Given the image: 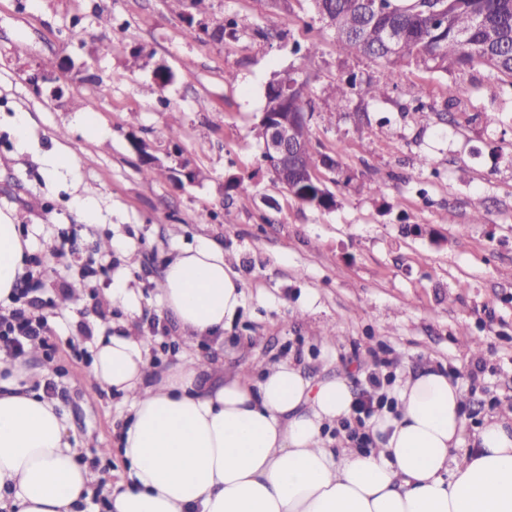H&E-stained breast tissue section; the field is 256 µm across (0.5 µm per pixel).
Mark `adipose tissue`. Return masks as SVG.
Listing matches in <instances>:
<instances>
[{
  "label": "adipose tissue",
  "instance_id": "obj_1",
  "mask_svg": "<svg viewBox=\"0 0 512 512\" xmlns=\"http://www.w3.org/2000/svg\"><path fill=\"white\" fill-rule=\"evenodd\" d=\"M30 240L0 214V302L26 273ZM243 301L224 252L202 241L166 264L161 304L187 346L223 332ZM186 358L158 372L145 337H97L90 377L130 398L117 445L126 474L107 512H512V413L461 449L463 390L438 367L399 381L366 422L368 445L334 444L351 419L346 379L290 362L207 381ZM15 364L0 377V512H81L93 475L65 416Z\"/></svg>",
  "mask_w": 512,
  "mask_h": 512
}]
</instances>
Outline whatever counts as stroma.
<instances>
[{
  "label": "stroma",
  "mask_w": 512,
  "mask_h": 512,
  "mask_svg": "<svg viewBox=\"0 0 512 512\" xmlns=\"http://www.w3.org/2000/svg\"><path fill=\"white\" fill-rule=\"evenodd\" d=\"M211 4L210 17L237 21L218 40L166 0H0V213L31 235L42 261L28 272L42 283L37 312L52 344L23 361L48 367L51 396L93 464L87 512H101V489L123 471L114 445L130 404L91 383L100 334L149 337L159 371L185 357L222 358L228 373L286 360L311 379H347L358 399L384 347L392 378L433 363L460 383L466 434L512 411V87L490 88L479 72L414 69L367 105L360 89L388 82V70L338 49L309 0ZM102 39L112 43L105 55ZM49 58L59 67L47 75ZM158 64L175 75L163 88ZM87 71L98 83L84 82ZM297 71L311 82L313 146L345 176L318 172L336 197L329 210L275 183L252 133L268 84ZM349 80L358 92L342 110L336 87ZM451 83L463 106L451 121L426 123L415 101L442 104ZM60 149L68 163L54 173L47 159ZM145 153L166 168L189 162L201 177L146 181ZM239 178L251 193L234 188ZM478 203L486 220L475 224ZM202 239L223 248L244 299L223 338L190 348L162 308L161 284L169 257ZM103 240L111 250L99 249ZM89 260L103 271L85 281ZM119 282L133 296L114 306L107 297Z\"/></svg>",
  "instance_id": "35a3bbf8"
}]
</instances>
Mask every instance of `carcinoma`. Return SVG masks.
<instances>
[{
	"mask_svg": "<svg viewBox=\"0 0 512 512\" xmlns=\"http://www.w3.org/2000/svg\"><path fill=\"white\" fill-rule=\"evenodd\" d=\"M319 18L336 33L343 51H356L386 66L390 79L413 67L448 73L482 69L487 78L512 86V0H313ZM288 100L266 97L267 112H310L309 80L291 76ZM461 91L448 85L444 110L417 107L426 119L443 121L459 105ZM318 157L309 152L306 177L291 171L283 188L316 209L335 205L317 177Z\"/></svg>",
	"mask_w": 512,
	"mask_h": 512,
	"instance_id": "1",
	"label": "carcinoma"
}]
</instances>
